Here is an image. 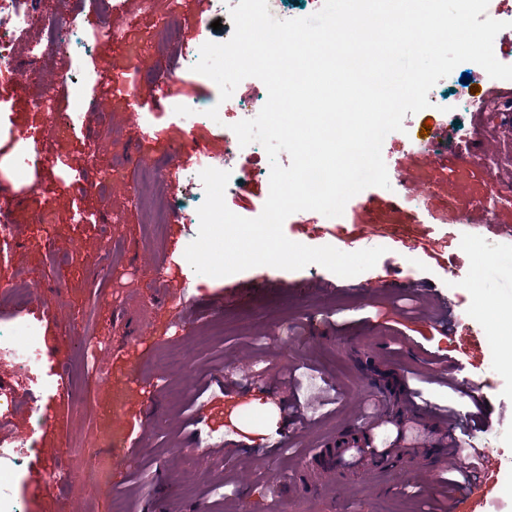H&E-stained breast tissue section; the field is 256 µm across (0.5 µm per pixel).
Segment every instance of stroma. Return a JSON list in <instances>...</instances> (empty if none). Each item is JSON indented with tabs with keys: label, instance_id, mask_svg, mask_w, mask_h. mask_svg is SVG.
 <instances>
[{
	"label": "stroma",
	"instance_id": "obj_1",
	"mask_svg": "<svg viewBox=\"0 0 512 512\" xmlns=\"http://www.w3.org/2000/svg\"><path fill=\"white\" fill-rule=\"evenodd\" d=\"M181 2L173 17L169 0H123L112 24L126 40L91 54L106 63L95 92L109 109L82 113L69 132L31 106L18 78L0 77V185L13 222L0 241V326L42 350L28 373L0 354V386L17 400L0 440L28 426L29 411L42 420L9 478L11 501L22 512H113L117 496L125 512H269L272 502L282 512H440L441 482L465 454H449L447 429L418 407L459 403L448 380L462 365L494 414L469 434L494 469L480 499L457 512H512V368L488 340L492 328L512 336V197L502 195L512 188V116L479 109L512 82L459 64L431 88L429 107L385 137L389 188L364 189L338 217L304 210L285 220V236L307 246L340 250L351 238L359 250L384 248L372 269L201 275L184 256L198 224L150 233L138 169L115 165L139 152L188 184L196 164L174 166L170 148L192 140L223 154L224 130L238 121L223 112L199 124L180 110L217 102L219 89L197 72H169L156 40L172 24L196 50L230 35L213 30L209 0ZM91 56L55 57L31 78L51 81ZM147 71L159 75L154 105L135 116L126 89ZM135 119L156 138L135 144ZM23 147L37 162L19 172ZM271 164L260 143L239 151L243 183L224 194L233 213L262 212ZM481 211L504 232L473 225ZM476 260L472 288L465 274ZM157 261L172 285L164 306L151 299ZM24 281L39 296L14 305ZM443 301L456 317L451 334L435 326ZM178 309L189 317L181 327ZM175 349L179 368L165 362ZM228 390L249 404L238 441L223 432ZM88 448L100 481L78 497L55 475L82 471ZM399 459L410 477H397Z\"/></svg>",
	"mask_w": 512,
	"mask_h": 512
}]
</instances>
